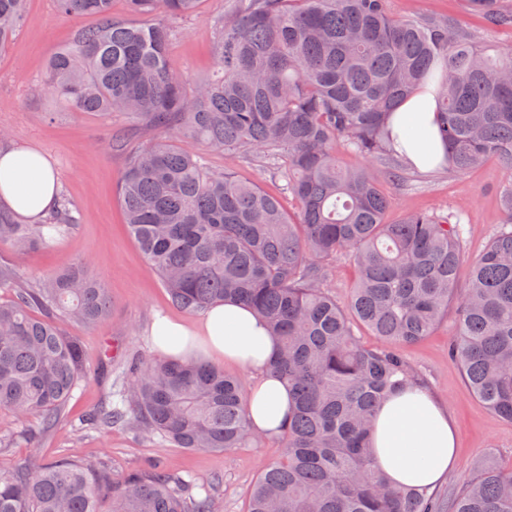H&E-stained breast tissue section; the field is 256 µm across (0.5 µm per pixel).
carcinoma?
I'll return each instance as SVG.
<instances>
[{
  "mask_svg": "<svg viewBox=\"0 0 512 512\" xmlns=\"http://www.w3.org/2000/svg\"><path fill=\"white\" fill-rule=\"evenodd\" d=\"M55 2L59 14L97 24L49 59L41 86L71 112L124 113L145 139L118 195L172 302L189 314L241 302L279 338L270 367L295 407L282 456L260 470L246 512H512V469L484 463L441 506L427 487L390 485L371 440L381 403L421 383L400 347L430 335L452 303L451 356L472 393L512 421V181L502 227L468 261L458 225L428 213L387 223L382 175L343 168L334 153L339 140L363 156L384 152L394 108L435 80L449 167L492 156L512 166V48L490 60L455 25L395 19L387 0H228L211 20L215 71L188 91L170 21L194 15L200 0H126L139 23L112 17V0ZM470 6L512 27V0ZM27 22L26 0H0V49ZM211 153L259 159L297 214L232 166L212 169ZM75 211L65 194L38 224L0 210V244L18 254L45 246ZM344 255L357 277L342 306L327 278ZM0 292L9 294L0 297V410L38 414L49 428L88 372L64 325L104 320L105 288L86 258L34 288L0 259ZM356 323L377 345L359 340ZM114 396L90 425L130 423L187 450L256 438L242 381L215 363L137 357ZM193 489L160 465L114 481L96 460L20 463L0 471V512H218L215 489Z\"/></svg>",
  "mask_w": 512,
  "mask_h": 512,
  "instance_id": "obj_1",
  "label": "carcinoma"
}]
</instances>
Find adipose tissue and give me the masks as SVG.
Returning <instances> with one entry per match:
<instances>
[{"label": "adipose tissue", "instance_id": "ef3b65f1", "mask_svg": "<svg viewBox=\"0 0 512 512\" xmlns=\"http://www.w3.org/2000/svg\"><path fill=\"white\" fill-rule=\"evenodd\" d=\"M389 146L409 168L429 172L448 162L436 125L431 89L415 91L391 115ZM59 181L51 160L39 151L12 145L0 149V205L35 222L55 204ZM150 336L159 354L231 363L249 372L246 415L252 430L279 435L288 422L292 402L287 388L267 368L277 350L263 322L235 302L213 305L194 324L156 317ZM373 448L378 467L395 484L433 486L458 461L456 437L448 409L427 389L396 394L379 408Z\"/></svg>", "mask_w": 512, "mask_h": 512}]
</instances>
